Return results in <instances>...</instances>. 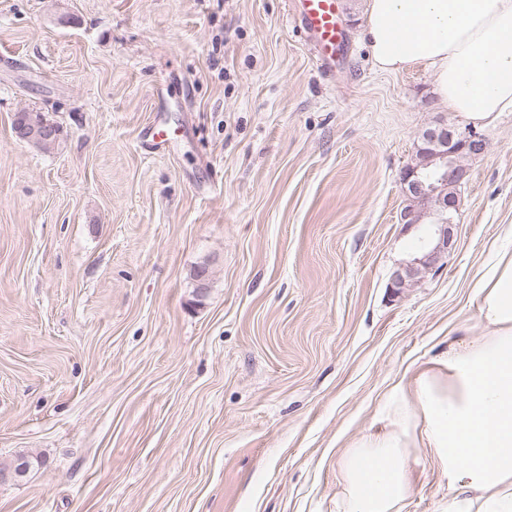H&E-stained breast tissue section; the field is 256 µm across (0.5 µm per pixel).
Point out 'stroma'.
<instances>
[{
  "mask_svg": "<svg viewBox=\"0 0 512 512\" xmlns=\"http://www.w3.org/2000/svg\"><path fill=\"white\" fill-rule=\"evenodd\" d=\"M340 2L328 74L285 0H0V463L32 462L0 512H332L394 387L479 333L512 112L463 160L440 269L393 294L430 235L402 172L459 117ZM23 109L54 147L16 139ZM407 469L402 512H443L433 456Z\"/></svg>",
  "mask_w": 512,
  "mask_h": 512,
  "instance_id": "obj_1",
  "label": "stroma"
}]
</instances>
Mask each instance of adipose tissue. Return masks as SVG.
I'll use <instances>...</instances> for the list:
<instances>
[{
    "mask_svg": "<svg viewBox=\"0 0 512 512\" xmlns=\"http://www.w3.org/2000/svg\"><path fill=\"white\" fill-rule=\"evenodd\" d=\"M367 13L382 71L429 66L441 100L476 124L512 112V0H368ZM473 288L479 337L449 345L393 400L386 431L344 449L334 512H400L421 448L448 480L447 512H512V251L493 250Z\"/></svg>",
    "mask_w": 512,
    "mask_h": 512,
    "instance_id": "obj_1",
    "label": "adipose tissue"
}]
</instances>
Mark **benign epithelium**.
<instances>
[{"label": "benign epithelium", "instance_id": "benign-epithelium-1", "mask_svg": "<svg viewBox=\"0 0 512 512\" xmlns=\"http://www.w3.org/2000/svg\"><path fill=\"white\" fill-rule=\"evenodd\" d=\"M13 132L21 140L36 141L58 137L59 128L48 123L28 124L17 116ZM420 141L417 162L407 166L401 176L402 191L412 201L401 220L407 225L418 224L429 210L433 229L416 256L393 274L392 287L398 289L435 267L442 254L452 247L454 214L459 205L455 189L467 178L462 159L480 155L486 149L485 140L473 127H461L446 120L425 128Z\"/></svg>", "mask_w": 512, "mask_h": 512}]
</instances>
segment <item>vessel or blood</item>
I'll list each match as a JSON object with an SVG mask.
<instances>
[{
	"label": "vessel or blood",
	"mask_w": 512,
	"mask_h": 512,
	"mask_svg": "<svg viewBox=\"0 0 512 512\" xmlns=\"http://www.w3.org/2000/svg\"><path fill=\"white\" fill-rule=\"evenodd\" d=\"M288 19L293 27L311 36L317 48L318 68H334L344 44L337 21V0H289Z\"/></svg>",
	"instance_id": "1"
}]
</instances>
